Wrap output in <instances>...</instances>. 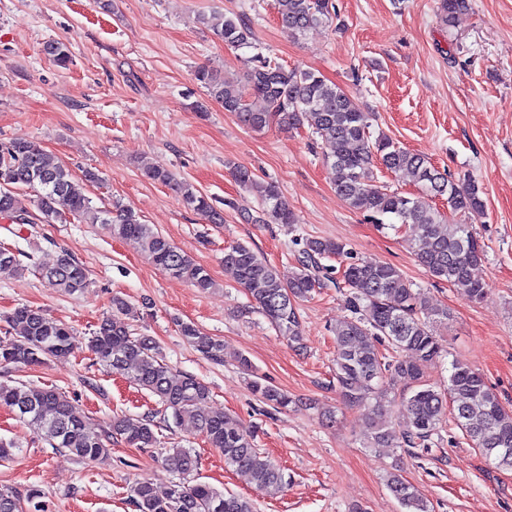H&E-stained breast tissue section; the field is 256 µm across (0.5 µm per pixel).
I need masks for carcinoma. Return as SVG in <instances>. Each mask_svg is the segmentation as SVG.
I'll return each instance as SVG.
<instances>
[{"mask_svg":"<svg viewBox=\"0 0 512 512\" xmlns=\"http://www.w3.org/2000/svg\"><path fill=\"white\" fill-rule=\"evenodd\" d=\"M281 28L291 36L301 35L331 18L330 0H276ZM469 8V0H439L441 18L448 22ZM214 34L230 47L249 44L251 30L243 19L226 16L210 24ZM45 53L62 68L71 62L62 43L49 44ZM195 79L224 111L235 114L254 131L272 126H308L311 134L328 147L326 163L334 170L335 190L348 205L368 214L376 223L392 228L410 224L419 231L418 262L433 278L444 281L477 302L485 295L484 284L474 269L486 257L472 225L453 215L481 216L485 203L480 188L461 185L442 174L423 156L385 136L371 138L370 116L358 110L347 92L328 83L313 71L289 70L267 58L252 57L243 79L234 80L201 66ZM407 171L416 177L413 197L376 184L374 169ZM146 176L169 186L184 203L212 224L224 223L211 199L192 184L180 181L165 168L155 167ZM235 180L254 195L261 206L262 222L295 224L296 216L276 185L259 179L245 166L233 170ZM95 174L73 175L54 154L25 137L0 143V219L8 215L17 224L68 223L72 217L85 224H99L115 238H134L141 243L162 272L183 279L200 291L215 287L208 271L150 224L115 201L96 207L88 196ZM447 197L448 213L429 204ZM350 255L346 244L332 239L307 238L297 251L295 270L283 278L277 269L250 246L238 243L224 250V267L231 270L256 308L270 325L291 342L302 336L299 303L324 286L322 260ZM32 270L49 286L74 294L88 288L86 268L68 253L50 267L35 261L34 253L16 246H0V272ZM348 289L351 316L336 324V392L343 403L366 411L373 429L372 447H427L447 420L496 467L512 470V412L505 409L486 385L484 377L466 363L451 361L448 388L437 390L425 383L424 368L448 355L436 326L448 320V309L430 304L413 288L401 270L388 262L357 259L345 264L342 274ZM140 310L118 295L112 297V313L102 317L87 341L75 337L71 326L50 321L33 307L22 305L0 321L19 331V338L0 344V368L44 364L87 347L97 364L127 374L130 383L155 397L152 415L114 414L94 430L74 414V405L54 387L22 382H0V406L16 413L34 432L49 438L56 449H66L81 460L109 456L112 443L123 441L135 447L157 443L158 423L180 427L189 422L224 456V465L248 472L256 488L274 496L287 480L283 470L256 448L251 432L236 419L221 412H205L201 406L210 396L208 386L197 377L176 373L164 360L154 337L135 333L132 321ZM187 343L216 364L224 362V344L193 322H180ZM240 368L253 377L255 393L276 409L292 404L288 392L255 375L249 358H237ZM395 400L401 421L392 420L385 405L388 393ZM165 467L180 476L163 496L152 483L131 486L136 512H255L251 500L226 494L208 483L190 478L198 470L195 451L173 443L163 455ZM387 487L404 512H433L412 490L401 474L392 472ZM41 490L30 487L21 494L0 490V512H47Z\"/></svg>","mask_w":512,"mask_h":512,"instance_id":"carcinoma-1","label":"carcinoma"}]
</instances>
